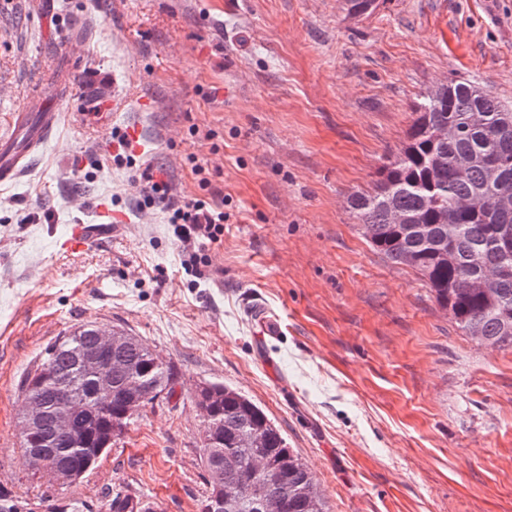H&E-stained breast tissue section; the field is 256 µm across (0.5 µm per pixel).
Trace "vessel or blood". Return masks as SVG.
Wrapping results in <instances>:
<instances>
[{
	"label": "vessel or blood",
	"instance_id": "vessel-or-blood-1",
	"mask_svg": "<svg viewBox=\"0 0 512 512\" xmlns=\"http://www.w3.org/2000/svg\"><path fill=\"white\" fill-rule=\"evenodd\" d=\"M59 120L55 108L41 106L39 111L21 107L12 115L15 132L11 137L0 138V182L16 179L29 166V158L41 145L49 141ZM95 241L92 229L86 224L71 225L61 243L62 249L74 252L91 246ZM249 316L257 327L259 338H274L282 333L278 316L262 304H254Z\"/></svg>",
	"mask_w": 512,
	"mask_h": 512
}]
</instances>
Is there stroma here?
I'll use <instances>...</instances> for the list:
<instances>
[{
	"instance_id": "1",
	"label": "stroma",
	"mask_w": 512,
	"mask_h": 512,
	"mask_svg": "<svg viewBox=\"0 0 512 512\" xmlns=\"http://www.w3.org/2000/svg\"><path fill=\"white\" fill-rule=\"evenodd\" d=\"M451 80L512 104V0H379L359 16L345 0H0V133L37 93L61 114L0 184V498L111 512L132 493L200 512L193 397L216 383L275 422L330 512H512V348L465 336L347 204ZM116 126L142 129L138 162L178 196L199 192L188 155L207 164L228 219L203 278L161 209L129 207ZM110 223L88 249L56 248L69 225ZM254 299L283 323L263 349ZM87 322L139 336L178 385L61 485L21 457V389Z\"/></svg>"
}]
</instances>
